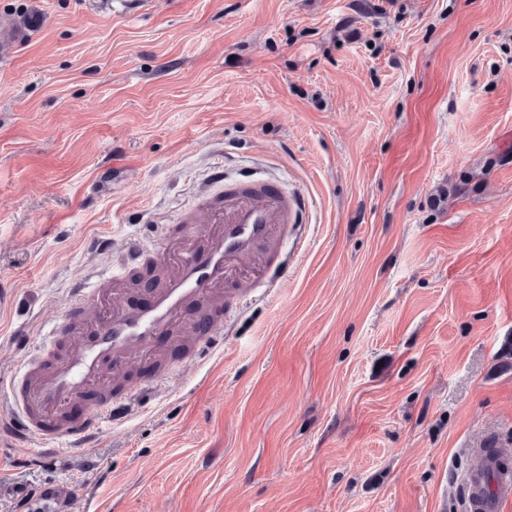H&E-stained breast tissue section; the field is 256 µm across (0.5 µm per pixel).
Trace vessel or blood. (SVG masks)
Instances as JSON below:
<instances>
[{
	"label": "vessel or blood",
	"instance_id": "1",
	"mask_svg": "<svg viewBox=\"0 0 512 512\" xmlns=\"http://www.w3.org/2000/svg\"><path fill=\"white\" fill-rule=\"evenodd\" d=\"M213 181L224 195L206 205V228L198 227L194 213L181 216L177 232L168 236L180 249L160 250V282L145 297L108 272L94 283L74 284L61 319L9 380L10 411L0 415L1 437L39 440L45 457L60 441L86 448L104 424H118L133 401L166 381L161 374L116 393L112 378L157 355L161 337L189 345L223 334L234 305L252 298L257 283L277 284L285 269V235L306 207L304 196L253 175L228 180L219 174ZM87 395L95 398L91 409L64 423L70 405ZM461 483L465 512H500L502 492L512 489V464L495 449H483L470 457Z\"/></svg>",
	"mask_w": 512,
	"mask_h": 512
}]
</instances>
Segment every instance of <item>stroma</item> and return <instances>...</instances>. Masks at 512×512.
<instances>
[{"label":"stroma","instance_id":"35a3bbf8","mask_svg":"<svg viewBox=\"0 0 512 512\" xmlns=\"http://www.w3.org/2000/svg\"><path fill=\"white\" fill-rule=\"evenodd\" d=\"M0 383L215 168L306 197L220 351L87 451L0 441V512H462L512 454V0H0ZM506 460L494 448H484L470 457L461 474L466 512H501V494L512 488V465ZM490 477L492 484L488 486ZM46 491V492H45ZM72 494V489L68 485L64 484H54L46 489H43L40 492H37L35 495L39 497L41 500H45L46 497L53 504V509L55 511L52 512H63L68 503Z\"/></svg>","mask_w":512,"mask_h":512}]
</instances>
